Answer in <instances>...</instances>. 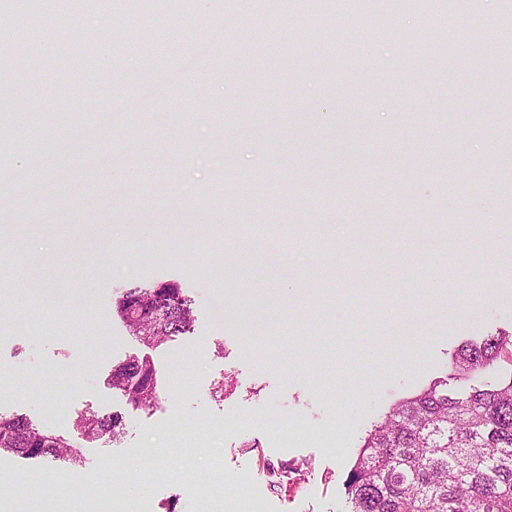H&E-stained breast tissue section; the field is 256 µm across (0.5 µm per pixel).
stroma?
Segmentation results:
<instances>
[{"label": "stroma", "mask_w": 512, "mask_h": 512, "mask_svg": "<svg viewBox=\"0 0 512 512\" xmlns=\"http://www.w3.org/2000/svg\"><path fill=\"white\" fill-rule=\"evenodd\" d=\"M112 2L84 0L69 27L57 0H37L36 43L30 26L0 27V75L38 52L20 81L49 157L0 153L15 182L0 201V413L73 441L80 413H114L120 436L86 444L79 466L2 454L0 485L29 474L28 512H67L89 477L88 512H245L254 496L267 512H346L371 425L435 381L461 392L458 346L512 334V54L500 50L512 0H465L452 28L476 30L472 43L447 40L412 0L390 6L386 30L334 15L335 0L311 12L279 0L273 37L265 0H194L155 16L151 50L101 28ZM244 32L255 51L240 61ZM84 35L89 57L75 51ZM427 43L440 53L423 56ZM477 52L497 82L459 68ZM132 61L140 82L115 83ZM163 282L184 289L194 320L150 352L115 307L124 289ZM476 286L494 302L455 316L449 300ZM133 354L163 385L149 411L107 383ZM267 414L287 427L269 431ZM215 484L224 501L202 495Z\"/></svg>", "instance_id": "obj_1"}]
</instances>
